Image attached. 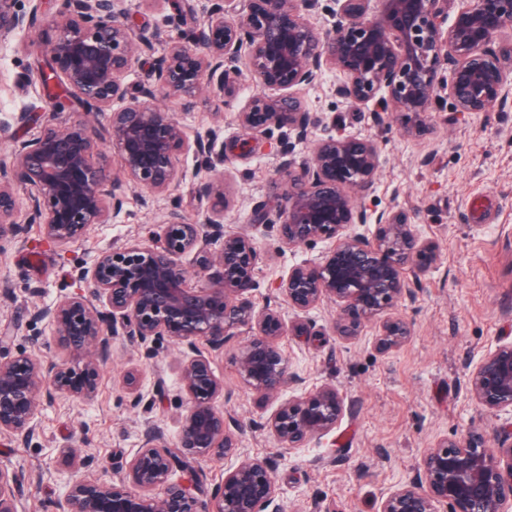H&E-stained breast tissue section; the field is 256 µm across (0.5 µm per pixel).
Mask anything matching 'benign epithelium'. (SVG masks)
Listing matches in <instances>:
<instances>
[{
  "label": "benign epithelium",
  "instance_id": "benign-epithelium-1",
  "mask_svg": "<svg viewBox=\"0 0 512 512\" xmlns=\"http://www.w3.org/2000/svg\"><path fill=\"white\" fill-rule=\"evenodd\" d=\"M45 28L42 74L102 114L107 135L87 121L47 123L40 133L14 142L10 176H0V241L21 233L16 187L26 193L28 220L42 225L44 238L65 246L82 238L92 224H112L123 213L124 185H140L161 195L181 178L180 160L192 154L208 177L196 186L211 201L202 224H188L172 211L150 246L126 243L99 252L76 268L82 293L37 308L33 316L51 325L66 359H42L26 352L0 355V434L23 444L39 435L37 417L45 398L85 399L97 388L98 371L111 357L118 336L140 345L167 340L185 349L179 374L185 393L177 444L167 446L155 425L125 463L118 484L79 480L58 512H280L274 466L240 451L239 439L224 416V386L212 353L224 339L246 327L238 373L261 398L276 400L294 382L280 346L286 322L278 310L256 307L248 295L257 287L261 254L251 233H224L229 206L224 150H215L222 128L189 140L182 125L156 103L160 94L192 106L204 89L236 102L240 62L247 64L257 91L238 108L245 136L235 156L254 151L256 135L279 132L277 155L286 179L271 212L256 208L252 226L270 227L290 249L330 243L313 262L291 267L277 288L288 308L307 313L324 301L336 304L332 329L339 338L359 336L379 323L376 347H402L411 324L389 312L411 294L418 279L438 260V246L422 238L398 213L368 214L357 198L375 184L379 149L358 136L317 140L310 159L296 163L293 141L307 138L322 122L303 104L298 91L324 69L344 80L336 95L355 108L394 116L401 133L422 136L426 117L448 95L458 112H489L512 92V0H461L448 20V0H245L237 21L224 19L226 7L212 10L195 44L171 43L155 62L138 95L123 80L151 40L125 20V0H64ZM334 23L327 31L314 21L321 13ZM38 7L25 13L15 0H0V39L31 27ZM121 159L112 174L103 145ZM373 223L369 237L354 230ZM219 249H212L215 243ZM194 254L197 268L210 272L203 287H191L183 262ZM125 386L134 405L149 416L161 398L137 392L140 378L130 371ZM471 397L486 411L512 409V343L483 357L469 375ZM347 406L335 386L280 402L265 427L287 448H303L336 428ZM201 457L228 460L217 489L215 510L201 508L193 467ZM62 463L89 471L94 459L77 448L63 450ZM179 472L184 478L174 481ZM18 475L0 466V512H18ZM512 512V426L489 436L472 429L462 438L444 437L425 450L408 484L390 492L381 512Z\"/></svg>",
  "mask_w": 512,
  "mask_h": 512
}]
</instances>
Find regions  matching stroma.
<instances>
[{
  "mask_svg": "<svg viewBox=\"0 0 512 512\" xmlns=\"http://www.w3.org/2000/svg\"><path fill=\"white\" fill-rule=\"evenodd\" d=\"M217 4L165 0L149 8L143 0H126L129 23L152 37L158 55L170 42L193 40ZM42 41L41 26L0 41V170L12 163L14 139L34 137L47 122L83 115L72 97L53 106L52 91L42 85L36 67ZM340 80L339 73L326 71L300 89L310 111L333 117L336 124L318 127L309 140L297 142L296 159H309L314 140L337 130L373 139L379 170L362 205L371 212H403L424 238L437 242L439 259L393 310L410 322L409 342L382 353L374 346L377 324L366 325L357 339H340L332 330L333 302L299 315L276 290L281 275L320 257L326 243L284 250L272 229L257 232L263 260L250 299L258 307H278L286 324L299 323L306 330L281 341L296 379L285 396L332 384L348 405L336 430L308 447L282 448L264 427L275 402L247 389L237 374L236 356L249 330H238L214 355L212 366L224 385V413L237 424L242 450L276 464L281 512H378L383 497L414 477L421 455L438 438L460 437L473 428L492 433L512 424V412H487L467 390L468 375L482 357L512 342V98L480 113L457 112L441 103L430 113L425 135L406 137L396 123L373 122L369 113L338 97L334 89ZM159 103L189 136L204 134L218 122L225 140L242 135L236 108L212 94H201L190 109L170 97ZM22 114L27 117L23 123L18 120ZM254 147L250 159L225 165L233 198L224 212L228 233L248 228L253 209L270 202L271 186L282 177L273 139L256 136ZM202 176L193 161H185L179 183L150 208L142 205L145 189L128 185L119 223L91 225L83 239L64 247L44 243L38 224L26 225L22 238L0 241V290L10 294L0 306V328H9L13 336L9 353L62 357L50 326L32 320V307L76 293L71 271L99 252L127 242L151 244L170 211H180L188 223H202L208 203L191 193ZM184 359L182 348L166 341L146 348L116 339L92 398L43 401L40 432L31 444L0 436V464H11L22 476L19 512H56L77 477L58 465L69 446L97 459L96 477L123 479L122 466L140 448L144 427L122 382L128 369L139 371L146 393L156 378H164L166 399L153 420L166 443L175 444L185 400L179 383Z\"/></svg>",
  "mask_w": 512,
  "mask_h": 512,
  "instance_id": "35a3bbf8",
  "label": "stroma"
}]
</instances>
